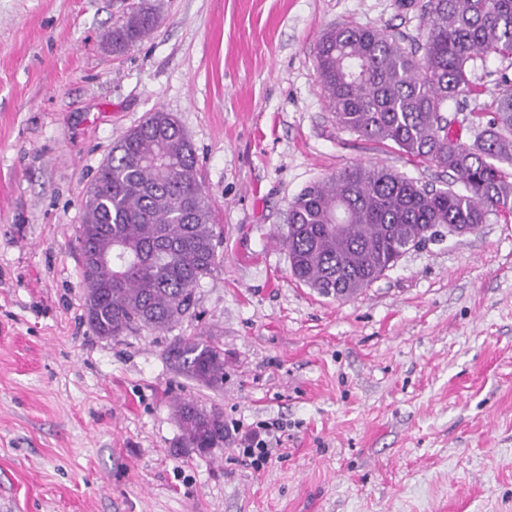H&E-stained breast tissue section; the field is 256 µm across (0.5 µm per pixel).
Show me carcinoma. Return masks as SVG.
I'll list each match as a JSON object with an SVG mask.
<instances>
[{"label":"carcinoma","instance_id":"obj_1","mask_svg":"<svg viewBox=\"0 0 512 512\" xmlns=\"http://www.w3.org/2000/svg\"><path fill=\"white\" fill-rule=\"evenodd\" d=\"M424 41L338 25L319 38L320 86L336 126L454 174L460 187L419 184L379 165H355L306 186L277 236L299 282L338 300L358 294L407 252L459 227L512 220V80L472 112L468 142L450 133L448 105L473 94L476 60L512 58V0H427ZM158 19L147 10L112 31L120 53ZM221 230L198 178L195 151L178 120L157 110L113 145L86 201L80 252L84 308L93 332L170 330L191 315L195 288L221 267ZM170 357L208 388L224 381V347L202 337L175 341ZM184 448H222V412L183 400Z\"/></svg>","mask_w":512,"mask_h":512}]
</instances>
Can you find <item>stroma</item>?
<instances>
[{"mask_svg": "<svg viewBox=\"0 0 512 512\" xmlns=\"http://www.w3.org/2000/svg\"><path fill=\"white\" fill-rule=\"evenodd\" d=\"M0 0V512H512V223L410 250L336 300L275 235L311 182L379 164L447 173L340 130L315 47L333 25L423 38L426 0ZM143 41L106 36L142 5ZM512 76L477 62L472 108ZM195 150L220 269L169 331L97 336L78 229L112 146L155 110ZM216 334L224 383L177 372L178 336ZM230 440L180 449V401ZM280 426L262 466L243 454Z\"/></svg>", "mask_w": 512, "mask_h": 512, "instance_id": "35a3bbf8", "label": "stroma"}]
</instances>
